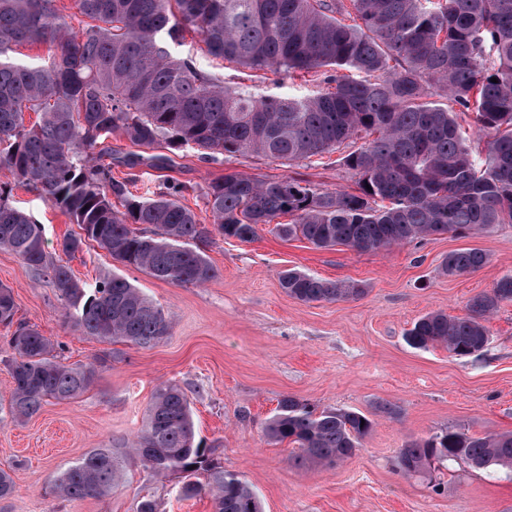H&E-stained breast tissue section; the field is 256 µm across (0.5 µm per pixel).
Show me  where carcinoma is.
I'll return each instance as SVG.
<instances>
[{
    "label": "carcinoma",
    "mask_w": 512,
    "mask_h": 512,
    "mask_svg": "<svg viewBox=\"0 0 512 512\" xmlns=\"http://www.w3.org/2000/svg\"><path fill=\"white\" fill-rule=\"evenodd\" d=\"M93 21L75 30L54 0H0V170L63 208L82 233L58 243L65 255L91 241L113 260L157 280L200 286L216 271L195 244L218 234L249 242L266 225L319 249L377 252L432 235L512 224V0H75ZM207 51L240 65L322 76L303 97L256 96L180 57L171 46L187 29ZM24 43L48 45L36 64L11 57ZM498 79L494 83L491 78ZM39 121L24 124V113ZM472 112L488 140L471 144L457 118ZM118 133L137 146H188L201 158L256 154L290 164L342 152L356 189L322 190L294 176L255 180L229 171L206 185L213 223L202 224L172 185L152 198L112 179L93 149ZM0 186V248L47 276L88 336L148 348L170 332L171 316L117 275L88 286L53 259L42 225L9 203ZM122 202L123 210L112 204ZM288 221L282 222L280 218ZM488 262L478 249L451 252L441 273L461 276ZM288 296L303 302L358 299L365 288L289 269ZM512 303V275L473 297L468 313L430 312L406 332L416 349L454 356L485 347V322ZM11 287L0 284V324L14 323ZM16 324V323H14ZM14 356L10 413L32 417L47 401L69 400L93 382L92 367H70L32 326L8 340ZM373 421L360 411L318 409L286 395L266 437L297 449L300 468L344 460ZM136 463L157 476L206 475L187 495L207 492L214 512H261L251 486L214 462L196 440L191 402L176 383L159 386L130 447L95 448L59 473L54 491L102 497ZM463 462L512 470V432L475 436L444 429L402 448L404 475Z\"/></svg>",
    "instance_id": "cac0c4a2"
}]
</instances>
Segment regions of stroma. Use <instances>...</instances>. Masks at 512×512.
<instances>
[{"label":"stroma","mask_w":512,"mask_h":512,"mask_svg":"<svg viewBox=\"0 0 512 512\" xmlns=\"http://www.w3.org/2000/svg\"><path fill=\"white\" fill-rule=\"evenodd\" d=\"M175 52L193 57L225 84L247 85L260 95L275 89L304 95L313 88L302 76L290 79L212 57L191 31ZM96 152L111 157L113 177L134 195L148 198L185 185L182 202L204 224L212 217L203 189L228 171L260 180L291 175L329 191L356 186L335 153L289 167L250 154L208 162L185 147L158 167L156 149L117 134ZM1 182L11 187L13 205L43 225L48 252L57 251L64 236L79 234L68 214L10 172L0 171ZM199 249L216 270L202 287L157 280L112 260L93 242L66 260L87 284L113 272L171 312L170 335L151 348L85 335L49 281L0 249V284L13 290L16 320L48 338L64 364L95 369L93 383L76 398L49 401L31 418L13 421L6 342L12 330L0 325V469L15 484L13 494L0 500V512H134L144 496L156 500L159 512H213L209 495H182L183 475L158 477L139 466L102 497L66 499L52 492L57 474L90 450L134 440L164 381L189 395L198 437L214 447L226 471L251 485L262 512H512V476L454 465L435 472L441 484L436 492L432 483L404 476L398 464L407 442L445 428L477 436L512 432V303L488 321V343L472 356L454 357L440 346L416 349L405 339L421 316H464L473 296L512 274V224L463 237L429 236L376 253L344 245L318 249L267 229L249 243L217 235ZM464 249L483 251L487 264L466 276L442 275L443 258ZM292 268L360 283L366 293L357 300L301 302L279 284L280 273ZM286 395L322 409L360 411L373 428L343 461L294 467L291 445L271 443L263 433ZM385 403L395 405L397 415L381 413Z\"/></svg>","instance_id":"obj_1"}]
</instances>
